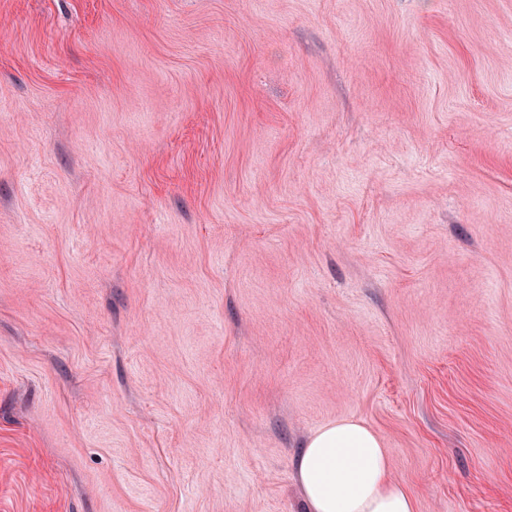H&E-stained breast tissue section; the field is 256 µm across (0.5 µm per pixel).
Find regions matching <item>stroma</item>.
I'll return each mask as SVG.
<instances>
[{
    "label": "stroma",
    "mask_w": 512,
    "mask_h": 512,
    "mask_svg": "<svg viewBox=\"0 0 512 512\" xmlns=\"http://www.w3.org/2000/svg\"><path fill=\"white\" fill-rule=\"evenodd\" d=\"M351 417L512 512V0H0V512H307Z\"/></svg>",
    "instance_id": "obj_1"
}]
</instances>
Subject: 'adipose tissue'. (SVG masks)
<instances>
[{
    "instance_id": "ef3b65f1",
    "label": "adipose tissue",
    "mask_w": 512,
    "mask_h": 512,
    "mask_svg": "<svg viewBox=\"0 0 512 512\" xmlns=\"http://www.w3.org/2000/svg\"><path fill=\"white\" fill-rule=\"evenodd\" d=\"M307 512H415L407 487L392 479L380 437L363 421L315 430L293 459Z\"/></svg>"
}]
</instances>
